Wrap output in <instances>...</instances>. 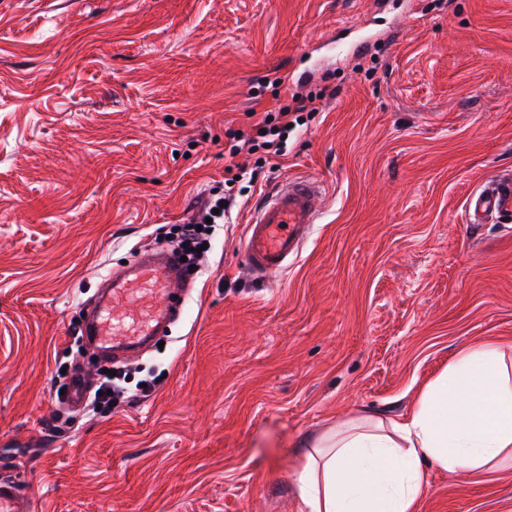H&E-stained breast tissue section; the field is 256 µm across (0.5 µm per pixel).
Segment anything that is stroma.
Returning a JSON list of instances; mask_svg holds the SVG:
<instances>
[{
	"label": "stroma",
	"mask_w": 512,
	"mask_h": 512,
	"mask_svg": "<svg viewBox=\"0 0 512 512\" xmlns=\"http://www.w3.org/2000/svg\"><path fill=\"white\" fill-rule=\"evenodd\" d=\"M289 93L336 97L238 198L162 346L150 397L60 412L82 305L160 248L224 168V136ZM512 169V0H0V476L37 512H296L305 444L398 420L457 352L512 366V232L464 222ZM323 213L251 282L244 239L282 180ZM417 512H512V470L425 465Z\"/></svg>",
	"instance_id": "stroma-1"
}]
</instances>
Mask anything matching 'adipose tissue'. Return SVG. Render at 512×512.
<instances>
[{
    "label": "adipose tissue",
    "instance_id": "adipose-tissue-1",
    "mask_svg": "<svg viewBox=\"0 0 512 512\" xmlns=\"http://www.w3.org/2000/svg\"><path fill=\"white\" fill-rule=\"evenodd\" d=\"M512 468V374L499 345L461 349L404 420L362 417L321 436L293 472L298 512H415L424 462Z\"/></svg>",
    "mask_w": 512,
    "mask_h": 512
}]
</instances>
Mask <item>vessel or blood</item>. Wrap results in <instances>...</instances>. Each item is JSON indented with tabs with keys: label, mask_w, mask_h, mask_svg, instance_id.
I'll list each match as a JSON object with an SVG mask.
<instances>
[{
	"label": "vessel or blood",
	"mask_w": 512,
	"mask_h": 512,
	"mask_svg": "<svg viewBox=\"0 0 512 512\" xmlns=\"http://www.w3.org/2000/svg\"><path fill=\"white\" fill-rule=\"evenodd\" d=\"M324 187L314 177L289 178L255 207L244 244L246 265L252 275L268 280L297 258L322 210ZM512 216V172L486 181L467 201L465 221L485 224L490 218ZM149 284L150 296L144 313L131 324L113 319L117 304L140 284ZM186 288L182 269L170 252L142 259L117 274L108 275L105 290L83 336L99 348L127 350L144 344L168 320L177 298ZM0 512H35L31 497L23 494L15 480L0 479Z\"/></svg>",
	"instance_id": "1"
}]
</instances>
